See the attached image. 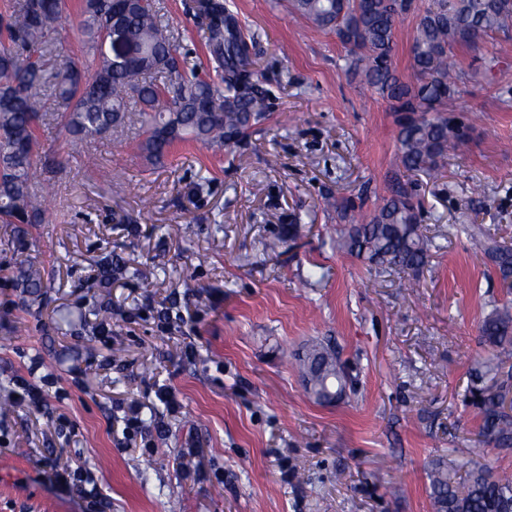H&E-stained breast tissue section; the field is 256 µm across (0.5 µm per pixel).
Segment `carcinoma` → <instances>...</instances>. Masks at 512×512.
<instances>
[{"label": "carcinoma", "mask_w": 512, "mask_h": 512, "mask_svg": "<svg viewBox=\"0 0 512 512\" xmlns=\"http://www.w3.org/2000/svg\"><path fill=\"white\" fill-rule=\"evenodd\" d=\"M415 8L414 0H289L292 14L348 47L347 70L395 102L398 164L405 173L430 177L465 142L456 129L458 118L445 110L457 92L448 48L511 28L512 0H429L412 46L416 83L408 84L394 65V35L399 17ZM66 11V0H12L0 14L1 223L33 224L44 216L34 188L44 165L39 129L49 88L61 110L63 135L76 143L122 126L130 101L139 104L138 150L152 166L163 163L177 142L222 150L266 119L245 33L224 0H199L195 10L206 29L208 71L181 65L178 35L162 20L155 0H134L120 13L112 0H80L78 27L91 60L51 73L44 56ZM114 33L133 52L131 59L119 60L106 48ZM421 210L412 183H403L366 222L343 228L336 249L374 268L416 272L433 247ZM479 246L502 287L511 291L512 244L486 233ZM480 339L490 354L471 367L465 394L480 418L476 442L482 450L512 448V404L505 405L512 397L511 303L485 316ZM298 368L320 402L353 390L352 377L328 347L311 346ZM428 478L433 512H512V472L495 473L472 461L461 475L441 456L432 461Z\"/></svg>", "instance_id": "carcinoma-1"}]
</instances>
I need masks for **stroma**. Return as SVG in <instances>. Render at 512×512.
<instances>
[{"instance_id":"obj_1","label":"stroma","mask_w":512,"mask_h":512,"mask_svg":"<svg viewBox=\"0 0 512 512\" xmlns=\"http://www.w3.org/2000/svg\"><path fill=\"white\" fill-rule=\"evenodd\" d=\"M188 3L159 0L179 53L205 69ZM225 3L266 92L267 119L239 145L180 142L151 169L138 117L69 145L46 108L55 204L42 223H0V512H87L49 458L83 466L109 512H432V461L471 458L468 370L507 294L467 230L512 241V36L448 52L460 82L447 108L469 138L436 177L413 178L437 247L403 288L396 271L337 252L350 219L326 205L349 198L367 214L389 197L391 101L346 74L335 34L297 21L287 0ZM22 263L42 287L18 286ZM316 341L354 378L333 404L291 367ZM23 380L46 382L42 411L16 401ZM191 437L199 454L183 467Z\"/></svg>"}]
</instances>
